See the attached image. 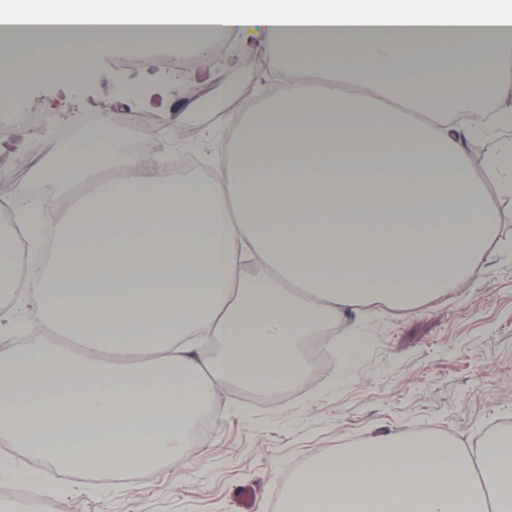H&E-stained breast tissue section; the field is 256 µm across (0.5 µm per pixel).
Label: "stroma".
Wrapping results in <instances>:
<instances>
[{"mask_svg": "<svg viewBox=\"0 0 512 512\" xmlns=\"http://www.w3.org/2000/svg\"><path fill=\"white\" fill-rule=\"evenodd\" d=\"M206 82L212 100L225 102L226 82L242 74L248 43L219 42ZM102 51L85 90L75 94L74 68L57 79L27 83L23 98L48 123L77 113L141 111L143 102L119 96L117 81L166 93L164 112H184L178 75L144 62L117 72ZM503 220L481 272L445 296L416 308L364 310L357 319L361 351L350 362L329 361L309 376L308 390L278 387L265 401L251 390L221 387L206 433L186 464L123 472L56 469L27 462L17 475H1L0 487L56 478L52 512H237L236 495L252 489L255 512H279L291 475L320 453L366 438L391 440L455 434L467 447L512 429V195L494 194Z\"/></svg>", "mask_w": 512, "mask_h": 512, "instance_id": "1", "label": "stroma"}]
</instances>
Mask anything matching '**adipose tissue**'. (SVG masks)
Instances as JSON below:
<instances>
[{
	"mask_svg": "<svg viewBox=\"0 0 512 512\" xmlns=\"http://www.w3.org/2000/svg\"><path fill=\"white\" fill-rule=\"evenodd\" d=\"M241 35L285 86L225 113L207 178H170L164 148L143 168L113 124L36 164L63 205L0 226V286H25L53 332L0 351V444L77 471L183 462L225 377L287 383L301 337L373 301L424 304L487 262L489 193L512 194V0H0V84L60 58L90 70L104 48L198 55ZM273 48L292 64L272 70ZM451 86L497 94L482 168ZM106 166L118 178L72 197ZM48 234L43 271L21 280ZM285 509L512 512V433L318 455Z\"/></svg>",
	"mask_w": 512,
	"mask_h": 512,
	"instance_id": "obj_1",
	"label": "adipose tissue"
}]
</instances>
